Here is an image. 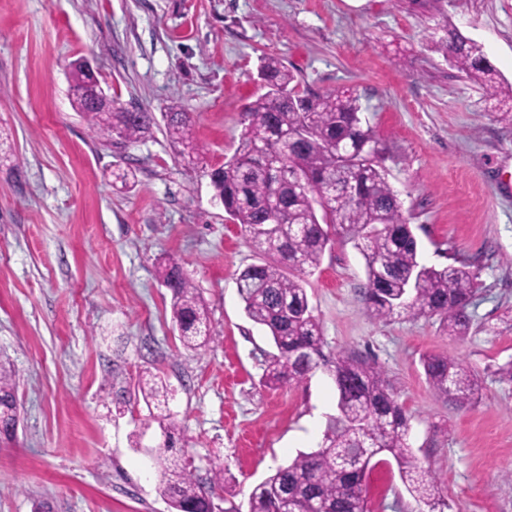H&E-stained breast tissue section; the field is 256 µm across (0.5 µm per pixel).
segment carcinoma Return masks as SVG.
<instances>
[{"label": "carcinoma", "mask_w": 512, "mask_h": 512, "mask_svg": "<svg viewBox=\"0 0 512 512\" xmlns=\"http://www.w3.org/2000/svg\"><path fill=\"white\" fill-rule=\"evenodd\" d=\"M442 50L469 79L489 85L491 96L512 101V83L496 81V70L482 47L448 32ZM258 73L266 92L247 104L244 130L234 154L211 171L215 198L241 225L264 259L238 275L246 316L263 328L276 354L265 370L271 386L300 383L321 365L322 327L313 315L304 277L312 274L338 234L354 243L365 260V301L371 316L438 317L450 336L465 337L472 327L467 312L478 274L468 263L436 268L422 263L418 241L403 219L401 203L381 163L382 148L364 125L359 97L351 93L310 95L273 55L261 58ZM74 82L88 90L100 82L97 71L73 64ZM73 108L96 133L131 145L150 134V112L124 109L105 94L92 104L73 94ZM169 137L194 153L193 119L167 113ZM160 282L171 293V313L184 348L200 349L211 340L210 317L193 281L177 262L158 263ZM432 388L467 408L479 390L474 371L441 355L423 359ZM337 414L329 418L322 444L299 453L288 465L257 484L248 512H369L363 494L364 463L377 456L395 462L408 493L429 512L443 504L438 479L424 470L408 444V419L379 367L353 355L330 365ZM18 374L0 368V435L11 434L17 418ZM145 403H166L168 388L151 371L138 382ZM161 493L173 512H217L214 499L224 488V468L209 480L166 458L177 426L156 417Z\"/></svg>", "instance_id": "cac0c4a2"}]
</instances>
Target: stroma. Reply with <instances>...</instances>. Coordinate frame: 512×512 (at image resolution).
Segmentation results:
<instances>
[{
    "mask_svg": "<svg viewBox=\"0 0 512 512\" xmlns=\"http://www.w3.org/2000/svg\"><path fill=\"white\" fill-rule=\"evenodd\" d=\"M452 29L512 82V0H0V362L20 377L0 512H171L153 461L160 430L137 396L146 369L171 391L159 412L180 429L172 456L203 481L223 466L225 510L321 443L334 381L322 367L264 383L274 348L237 285L262 256L210 180L271 54L302 92L359 97L422 262L478 273L466 337L435 318L379 320L362 255L335 238L305 283L324 353L380 367L443 512H512V382L496 373L512 360V126L449 65L439 44ZM79 57L123 107L154 113L150 136L124 148L91 132L71 101ZM172 109L193 116L197 153L170 141ZM129 169L134 183L115 180ZM168 257L209 306L206 348L180 344L156 275ZM429 355L477 373L471 407L430 386ZM364 488L370 512L420 510L395 464L376 463Z\"/></svg>",
    "mask_w": 512,
    "mask_h": 512,
    "instance_id": "1",
    "label": "stroma"
}]
</instances>
